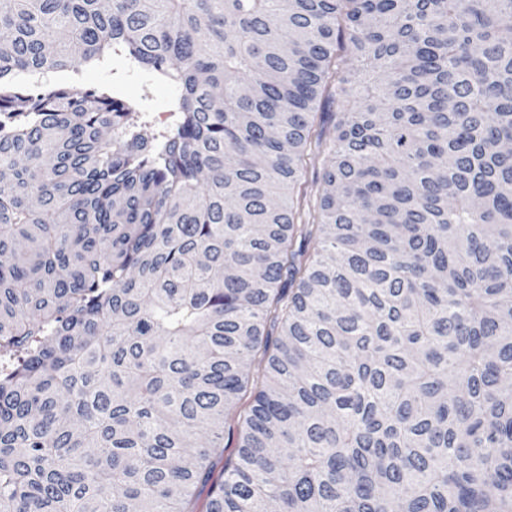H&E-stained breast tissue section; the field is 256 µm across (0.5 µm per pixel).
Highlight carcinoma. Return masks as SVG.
<instances>
[{
    "label": "carcinoma",
    "instance_id": "cac0c4a2",
    "mask_svg": "<svg viewBox=\"0 0 512 512\" xmlns=\"http://www.w3.org/2000/svg\"><path fill=\"white\" fill-rule=\"evenodd\" d=\"M509 142L512 0H0V512H512ZM83 78L78 84L85 86H118L121 92V98L133 106L137 112H143L146 119L150 122L153 130H162L171 119L162 117V112L170 109L169 91L167 87L148 82L144 71L127 72L117 63L111 64L104 70L86 69L82 70ZM146 88H149L146 92ZM115 91V92H114ZM113 95L120 98L116 90H112ZM120 98V99H121ZM167 118H171L170 110L166 112Z\"/></svg>",
    "mask_w": 512,
    "mask_h": 512
}]
</instances>
